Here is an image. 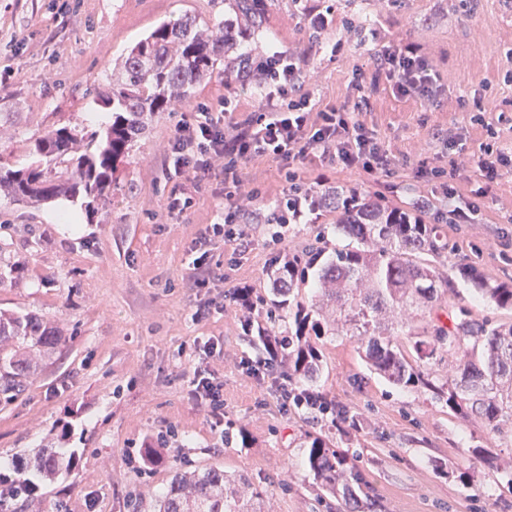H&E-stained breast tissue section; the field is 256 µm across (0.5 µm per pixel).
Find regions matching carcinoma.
Returning a JSON list of instances; mask_svg holds the SVG:
<instances>
[{"instance_id": "1", "label": "carcinoma", "mask_w": 512, "mask_h": 512, "mask_svg": "<svg viewBox=\"0 0 512 512\" xmlns=\"http://www.w3.org/2000/svg\"><path fill=\"white\" fill-rule=\"evenodd\" d=\"M230 15L224 25L203 28L184 16L157 26L138 42L118 66V76L104 104L112 106V123L102 131L60 127L34 139L35 160L14 169L0 162V195L18 204H39L60 196L79 198L93 213L109 201L116 163L129 152L146 120L168 110L176 99H185L194 87L224 63V73L234 67L242 37L253 38L264 26L265 0H224ZM397 208H361L344 214L338 228L354 238L357 246L337 250L320 269V297L331 304V320L315 318L322 304L297 308L295 332L283 342L275 331L257 327L263 346L272 351L285 343L288 375L311 381L321 360L311 336L336 335L341 326L365 341L370 366L392 383L410 387L433 386L411 365L388 336V322L408 311L433 309L439 291L448 288L449 274L422 258L440 256L432 224L395 222ZM313 258L295 256L275 263L271 271L273 305L283 309L294 285L305 278ZM472 283L500 308L512 309V286L490 285L478 275ZM0 394L9 402L20 391L32 358L57 344L59 337L33 317L0 314ZM418 354L451 355L458 362L460 378L436 387L453 408L467 409L492 431L512 420V324L493 326L479 321L470 310L459 309L452 326L433 321L414 341ZM306 465L330 490L355 497L363 478L348 464L347 455L331 448L316 434L306 439ZM72 461L58 454L40 455L33 469L51 480ZM266 491L247 474H224L217 467L175 472L169 490L157 500V512H261Z\"/></svg>"}]
</instances>
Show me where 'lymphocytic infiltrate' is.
Listing matches in <instances>:
<instances>
[{
  "label": "lymphocytic infiltrate",
  "instance_id": "lymphocytic-infiltrate-1",
  "mask_svg": "<svg viewBox=\"0 0 512 512\" xmlns=\"http://www.w3.org/2000/svg\"><path fill=\"white\" fill-rule=\"evenodd\" d=\"M232 84L253 88L261 97L257 113L241 116L234 98L221 100L218 107L201 105L182 114L169 140V151L179 170L189 173L188 184L173 188L166 207L184 213L204 193L223 197L224 220L207 225L192 240L190 279L193 287L208 288L223 281L214 266L216 251L224 246L248 247L245 225L238 221L260 189H245L243 165L258 156L278 160L284 171L285 187L279 216L283 224H305L317 210L311 188L300 172L301 165L339 167L369 174L389 172L393 160L375 131L362 120L370 93L387 85L400 98L439 103L442 86L423 45L408 39L383 43L376 58L373 77L354 70L349 83V100L335 105L315 103L306 90V63L271 47L240 54ZM198 356L192 368L189 395L207 412L212 428L224 424V381L212 361L224 356V345L215 337L194 340ZM283 351L258 359L241 360L244 374L257 381L272 378L274 396L280 405L296 402L297 387L287 375L271 377L273 364L284 362Z\"/></svg>",
  "mask_w": 512,
  "mask_h": 512
}]
</instances>
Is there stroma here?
<instances>
[{
  "label": "stroma",
  "instance_id": "1",
  "mask_svg": "<svg viewBox=\"0 0 512 512\" xmlns=\"http://www.w3.org/2000/svg\"><path fill=\"white\" fill-rule=\"evenodd\" d=\"M337 22L316 35L296 0H272L259 35L264 45L306 59L308 89L324 103L348 96L354 69L373 73L377 34L403 36L426 48L440 75L439 107L371 95L364 118L393 158L389 175L305 167L314 194L358 191L386 206L410 208L425 197L423 221L448 244L447 261L475 267L490 283L512 284V171L492 183L477 168L492 123L498 146L512 151V0H326ZM192 16L206 27L224 21V0H0V158L28 165L31 141L68 126L93 129L103 111L98 93L127 50L161 23ZM344 40L343 55L329 46ZM232 96L242 111L258 108L253 91L227 87L215 71L187 99L148 121L118 164L107 206L86 214L78 228L54 221L58 202L31 207L0 198V311L30 314L52 326L59 343L36 358L22 390L0 404V472L13 473L40 452L72 456L37 496L65 512H155L157 497L178 469L219 466L244 472L268 491V512H512V430L496 432L471 414L438 400L431 386L405 389L371 373L356 336H323L316 346L322 370L310 391L357 417L345 433L334 416L282 411L265 384L244 376L239 362L263 351L241 321L234 291H251L253 324L285 335L294 330V304L311 305L316 271L296 284L291 308L272 311L268 273L275 258L353 246L337 227L335 204L313 224L280 227L273 194L283 185L280 164L268 156L247 161V183L262 197L240 215L252 237L243 252L224 249L222 287L209 297L224 309L198 322V297L187 288L188 246L206 225L221 221L222 198L204 195L182 214L166 200L184 183L168 149L182 113ZM484 124H476L475 114ZM453 149H446V142ZM457 158L458 195L447 201L424 182L420 164L447 166ZM474 204L470 224L435 223L452 205ZM490 324H512V310L482 298L454 275L437 304L444 324L457 307ZM219 338L224 358V431L215 433L188 395L192 357L182 346ZM169 434L162 463L128 465L146 439ZM327 436L366 478L361 505L331 494L305 466V436ZM497 468H490L487 457Z\"/></svg>",
  "mask_w": 512,
  "mask_h": 512
}]
</instances>
